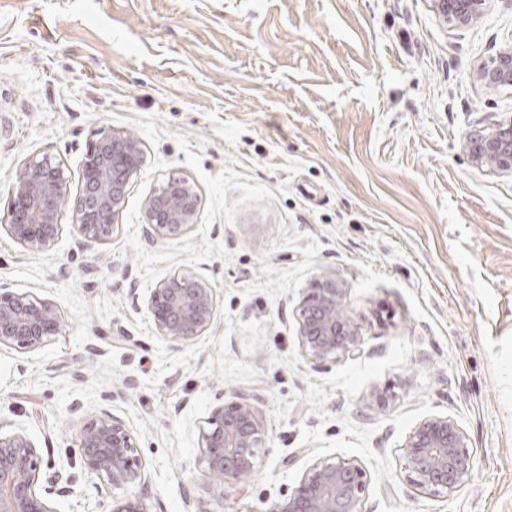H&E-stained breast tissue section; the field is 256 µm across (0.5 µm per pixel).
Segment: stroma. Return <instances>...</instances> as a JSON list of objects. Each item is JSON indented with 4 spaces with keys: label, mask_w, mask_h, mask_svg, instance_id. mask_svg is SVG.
<instances>
[{
    "label": "stroma",
    "mask_w": 512,
    "mask_h": 512,
    "mask_svg": "<svg viewBox=\"0 0 512 512\" xmlns=\"http://www.w3.org/2000/svg\"><path fill=\"white\" fill-rule=\"evenodd\" d=\"M509 40L506 0L462 30L430 0H0V218L31 158L59 160L69 184L47 249L0 232V286L62 317L35 351L0 346V435L67 464L56 512L129 495L147 512H268L336 457L366 470L364 512H512V177L462 148L512 113L471 77ZM104 130L136 137L144 164L99 244L77 233L73 198ZM172 176L195 185L198 222L151 244L145 202ZM325 270L346 281L362 344L317 368L294 309ZM178 271L217 302L183 345L143 303ZM231 390L267 424L234 490L200 451ZM103 411L134 436L139 483L108 488L81 464L79 429ZM434 414L474 454L437 496L408 486L399 451Z\"/></svg>",
    "instance_id": "1"
}]
</instances>
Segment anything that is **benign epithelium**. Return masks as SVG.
<instances>
[{"mask_svg": "<svg viewBox=\"0 0 512 512\" xmlns=\"http://www.w3.org/2000/svg\"><path fill=\"white\" fill-rule=\"evenodd\" d=\"M490 0H431L434 12L452 28H466L486 12ZM474 81L512 95V42L495 56L473 66ZM463 150L472 165L512 177V113L469 131ZM143 165L138 142L103 130L87 148L83 189L76 198L75 226L90 242H106L118 231L131 180ZM67 196L60 163L48 156L30 159L9 192L6 222L0 229L29 252L49 247L63 232L59 222ZM146 237L152 243L185 235L198 219L195 187L169 179L145 204ZM349 291L334 271L316 276L304 289L296 319L302 348L315 367L326 366L358 350L362 329L348 313ZM158 334L186 344L214 321V291L195 276L176 272L161 280L145 300ZM55 305L29 293L0 292V346L26 352L59 334ZM266 421L253 397L235 391L214 409L201 431L203 462L210 477L238 487L257 467L266 443ZM80 460L107 487L134 484L141 477L131 433L103 413L79 430ZM410 487L420 493L453 492L470 476L473 455L461 427L447 415L421 420L401 445ZM69 475L43 461L28 436L19 431L0 436V512H56L52 496L68 492ZM367 473L352 461L338 459L309 468L288 498L270 512H362Z\"/></svg>", "mask_w": 512, "mask_h": 512, "instance_id": "benign-epithelium-1", "label": "benign epithelium"}]
</instances>
